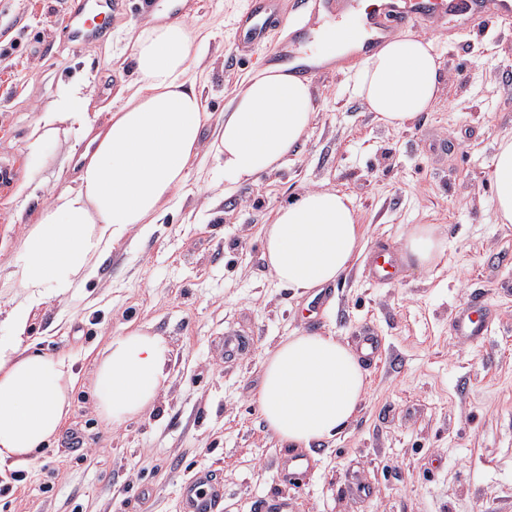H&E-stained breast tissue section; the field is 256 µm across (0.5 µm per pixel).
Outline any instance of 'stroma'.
Masks as SVG:
<instances>
[{"instance_id": "35a3bbf8", "label": "stroma", "mask_w": 512, "mask_h": 512, "mask_svg": "<svg viewBox=\"0 0 512 512\" xmlns=\"http://www.w3.org/2000/svg\"><path fill=\"white\" fill-rule=\"evenodd\" d=\"M245 0H186L201 36L188 77L213 130L263 49L237 54L233 22ZM120 0L96 46L69 42L63 0H0V268L20 255L26 224L19 186L44 195L74 178L72 139L30 155L35 121L74 78L89 112H109L137 79L135 34L161 18ZM432 41L442 85L434 105L403 127L379 121L354 92L356 68L312 82L308 137L281 168L224 181L212 154L193 160L178 197L148 232L116 246L83 297H51L24 344L69 357L77 381L67 420L32 463L0 466V512H180V486L197 469L224 483L222 512H512V224L496 223L490 173L512 134V21L407 27ZM346 193L364 249L318 317L310 295L279 285L263 260L262 226L307 189ZM417 224L437 225L447 248L430 269L405 266L375 283V251L402 246ZM493 320L484 339L455 336L453 316L473 299ZM141 328L162 336L169 387L151 411L115 428L90 389L96 354ZM383 346L364 364L368 390L355 419L311 445L301 481L282 479L292 446L266 429L257 402L267 352L291 336L330 332L356 346L364 329ZM241 350L224 355V339Z\"/></svg>"}]
</instances>
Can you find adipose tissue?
<instances>
[{"mask_svg":"<svg viewBox=\"0 0 512 512\" xmlns=\"http://www.w3.org/2000/svg\"><path fill=\"white\" fill-rule=\"evenodd\" d=\"M198 36L181 19L143 27L132 42L137 87L97 124L86 110V83L76 80L57 111L39 115L29 145L39 153L69 122L80 153L72 184L42 202L20 258L0 270L18 293L0 336V461L22 466L58 435L76 377L70 360L23 346L30 317L50 295L78 292L99 275L100 261L138 225L158 219L183 187L199 154L207 114L186 73ZM441 72L430 41L397 36L359 60L355 92L387 125L399 127L437 98ZM311 85L275 64L249 78L225 111L210 150L230 182L275 171L308 136ZM496 223L512 224V137L502 139L490 173ZM269 274L300 294L335 284L363 250V231L349 197L308 189L275 209L262 227ZM446 241L431 224L403 243L421 270ZM165 340L140 328L112 337L96 358L92 394L99 416L119 426L152 410L168 387ZM260 414L280 442L304 447L332 438L353 420L367 383L357 356L330 333L280 342L263 362Z\"/></svg>","mask_w":512,"mask_h":512,"instance_id":"adipose-tissue-1","label":"adipose tissue"}]
</instances>
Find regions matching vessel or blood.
<instances>
[{"instance_id": "obj_1", "label": "vessel or blood", "mask_w": 512, "mask_h": 512, "mask_svg": "<svg viewBox=\"0 0 512 512\" xmlns=\"http://www.w3.org/2000/svg\"><path fill=\"white\" fill-rule=\"evenodd\" d=\"M112 0H72L64 33L68 39L93 46L110 19ZM284 0H247L234 20L235 42L239 51L249 53L266 44L271 32L280 25ZM311 23L288 33L287 42L264 57V64L286 63L295 75L316 79L340 72L342 64L317 54L311 48L318 31L330 24L353 21L360 31L358 55L371 54L399 28L419 20L442 22L461 14L491 12L502 21L512 19V0H313ZM402 262L396 249L375 253L368 269L374 282L397 276ZM455 335L477 339L486 335L488 321L483 307L468 305L453 321ZM224 498V486L210 471L197 470L181 490V512H217Z\"/></svg>"}]
</instances>
